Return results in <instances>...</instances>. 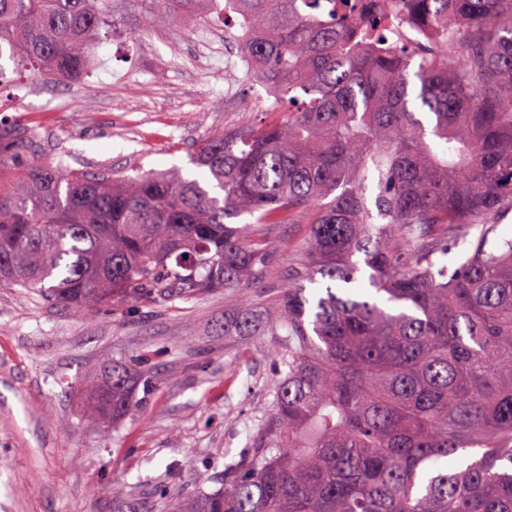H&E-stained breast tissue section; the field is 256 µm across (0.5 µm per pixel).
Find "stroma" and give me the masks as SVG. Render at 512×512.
I'll use <instances>...</instances> for the list:
<instances>
[{"mask_svg":"<svg viewBox=\"0 0 512 512\" xmlns=\"http://www.w3.org/2000/svg\"><path fill=\"white\" fill-rule=\"evenodd\" d=\"M149 0H130L96 48L98 62L79 81H44L28 73L0 89V120L27 148L0 153V188L19 169L46 159L87 172L131 177L181 167L197 145L267 121L265 83L233 78L224 96V65L199 47L220 22L144 23ZM308 224L271 231L277 280L299 257ZM231 302L212 293L151 308L115 301L72 312L38 293L0 285V512H166L164 498L217 490L224 464L262 432L279 376L271 332L224 333ZM151 355L148 390L111 431L81 411L87 378L112 360ZM125 494L112 498L107 485Z\"/></svg>","mask_w":512,"mask_h":512,"instance_id":"1","label":"stroma"}]
</instances>
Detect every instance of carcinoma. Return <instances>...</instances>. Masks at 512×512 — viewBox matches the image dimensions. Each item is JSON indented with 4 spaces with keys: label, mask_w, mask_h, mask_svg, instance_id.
<instances>
[{
    "label": "carcinoma",
    "mask_w": 512,
    "mask_h": 512,
    "mask_svg": "<svg viewBox=\"0 0 512 512\" xmlns=\"http://www.w3.org/2000/svg\"><path fill=\"white\" fill-rule=\"evenodd\" d=\"M201 1L253 31L275 118L210 137L196 178L26 168L0 283L72 310L242 293L276 263L263 230L304 217L271 305L224 311L226 336L283 337L264 434L170 512H512V0H157L150 21ZM122 2L0 0V60L77 79ZM399 13L434 30L412 74L404 39L369 49ZM2 145L26 148L0 122ZM148 384L114 360L85 408L114 426Z\"/></svg>",
    "instance_id": "obj_1"
}]
</instances>
